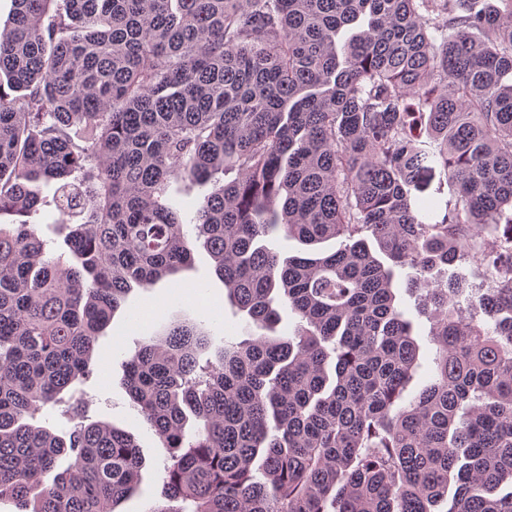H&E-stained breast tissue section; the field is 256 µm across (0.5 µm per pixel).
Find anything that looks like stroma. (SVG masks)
<instances>
[{"instance_id":"stroma-1","label":"stroma","mask_w":512,"mask_h":512,"mask_svg":"<svg viewBox=\"0 0 512 512\" xmlns=\"http://www.w3.org/2000/svg\"><path fill=\"white\" fill-rule=\"evenodd\" d=\"M151 304L156 307L155 314L137 319V312ZM182 321L196 324L207 335L209 347L201 354L205 360L216 359L225 338L246 336V317L228 300L210 255L199 246L189 270L150 289L134 288L96 344L93 374L84 386L90 400L89 415L131 432L143 457L139 492L121 504L120 512H152L160 503L167 457L154 430L132 406L121 383L122 363L139 343Z\"/></svg>"}]
</instances>
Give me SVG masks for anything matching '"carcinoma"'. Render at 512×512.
Returning a JSON list of instances; mask_svg holds the SVG:
<instances>
[{
	"label": "carcinoma",
	"mask_w": 512,
	"mask_h": 512,
	"mask_svg": "<svg viewBox=\"0 0 512 512\" xmlns=\"http://www.w3.org/2000/svg\"><path fill=\"white\" fill-rule=\"evenodd\" d=\"M12 0L0 30V499L116 512L139 445L79 386L184 225L261 334L176 323L124 361L168 450L152 512H512V0ZM356 32L343 44L338 35ZM235 177L189 210L170 182ZM440 173L448 200L424 195ZM54 187L46 202L31 189ZM69 260H46L44 204ZM478 225L503 229L488 246ZM281 233L314 257L265 244ZM476 260L489 283L433 271ZM414 274L435 348L412 399ZM299 318L269 336L278 306ZM59 408L64 436L25 419ZM198 425L185 431L188 416ZM69 464L55 472L61 458ZM55 472L51 483L43 476Z\"/></svg>",
	"instance_id": "1"
}]
</instances>
